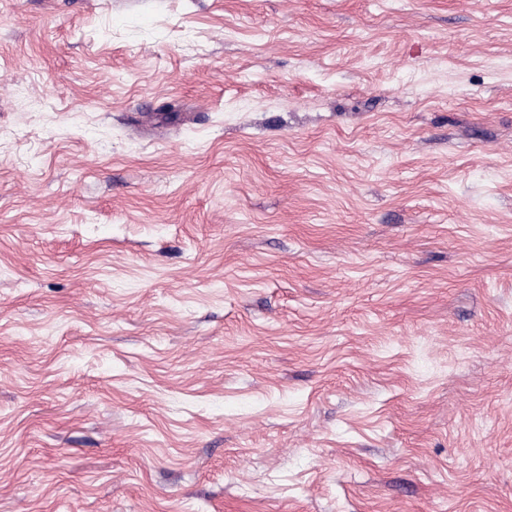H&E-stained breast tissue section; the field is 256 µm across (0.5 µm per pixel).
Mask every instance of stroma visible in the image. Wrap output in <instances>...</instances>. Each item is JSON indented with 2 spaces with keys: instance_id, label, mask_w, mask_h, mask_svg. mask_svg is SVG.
I'll return each mask as SVG.
<instances>
[{
  "instance_id": "1",
  "label": "stroma",
  "mask_w": 512,
  "mask_h": 512,
  "mask_svg": "<svg viewBox=\"0 0 512 512\" xmlns=\"http://www.w3.org/2000/svg\"><path fill=\"white\" fill-rule=\"evenodd\" d=\"M0 512H512V0H0Z\"/></svg>"
}]
</instances>
